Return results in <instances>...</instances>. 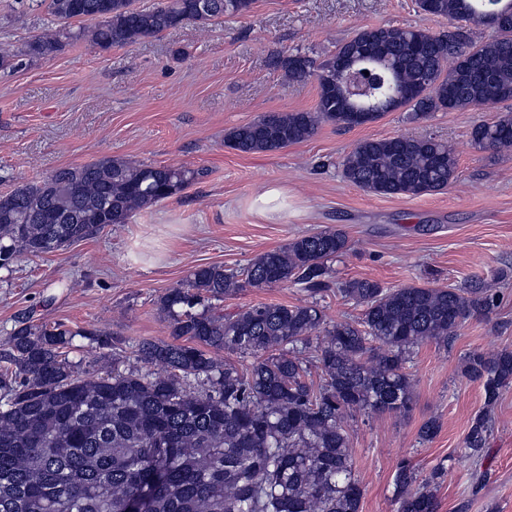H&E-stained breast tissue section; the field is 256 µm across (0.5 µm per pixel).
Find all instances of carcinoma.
<instances>
[{
  "label": "carcinoma",
  "mask_w": 512,
  "mask_h": 512,
  "mask_svg": "<svg viewBox=\"0 0 512 512\" xmlns=\"http://www.w3.org/2000/svg\"><path fill=\"white\" fill-rule=\"evenodd\" d=\"M493 9L486 8V4ZM255 0H209L204 15L191 0H49L72 31L48 29L26 47L47 55L61 39H86L103 50L125 46L189 22L245 15ZM426 14L493 28L485 43L457 27L435 35L422 29L367 27L336 54L357 57L341 92L332 57L300 52L277 61L293 80L313 75V112L261 116L224 135L243 153H273L312 138L324 122L351 126V112H386L389 94L412 91L396 108L417 119L512 100V0H417ZM471 142L512 151V114L475 124ZM201 169L103 158L60 168L46 179L0 195V268L22 256L59 249L124 224L181 192ZM343 178L377 196L440 191L456 178L448 143L430 136L365 139L343 163ZM350 250L347 233L327 228L266 251L241 271L199 266L160 297L172 341H145L136 350L147 372L122 371L83 379L62 349L80 336L87 352L112 347L99 329L71 332L25 317L0 352V512H128L146 494L149 512H359L362 490L352 472L342 426L353 410L408 414L414 378L406 364L427 340L443 343L472 317L488 316L497 291L480 282L463 288H386L367 279L338 285L342 298L363 307L353 324L325 326L316 302L257 303L224 312L222 302L245 288L299 284L316 296L335 285L331 263ZM323 336L316 345L311 340ZM314 347L320 385L303 357ZM251 359L244 370L219 365L206 349ZM462 373L479 383L484 410L471 422L465 447L480 456L492 428L491 409L512 385V351H472ZM410 463L394 476L400 512H438L430 489Z\"/></svg>",
  "instance_id": "1"
}]
</instances>
